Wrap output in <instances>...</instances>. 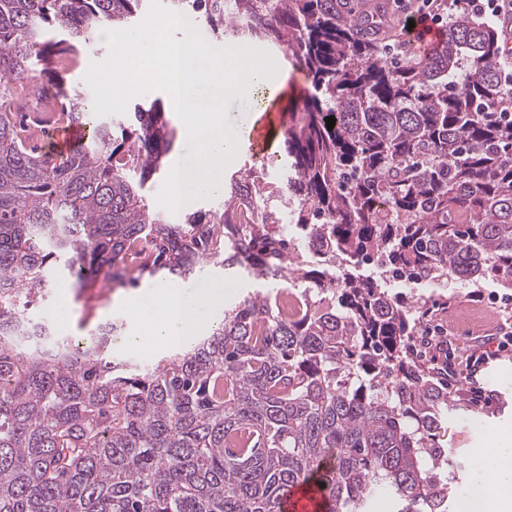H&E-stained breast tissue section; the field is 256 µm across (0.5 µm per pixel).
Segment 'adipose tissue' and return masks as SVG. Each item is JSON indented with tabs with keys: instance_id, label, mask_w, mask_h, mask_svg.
I'll use <instances>...</instances> for the list:
<instances>
[{
	"instance_id": "obj_1",
	"label": "adipose tissue",
	"mask_w": 512,
	"mask_h": 512,
	"mask_svg": "<svg viewBox=\"0 0 512 512\" xmlns=\"http://www.w3.org/2000/svg\"><path fill=\"white\" fill-rule=\"evenodd\" d=\"M173 26L182 30L179 41L166 37L169 27H146L136 49L140 54H161L168 66L161 73L137 74L135 79H116L113 91L124 96L144 84H160L167 91L172 106L181 112V130L184 138L197 143L195 163L189 167L173 166L169 179L177 204H184L189 193L217 194L224 190V169L232 163L246 139L249 128L234 125L224 119V96L239 93L255 94L266 89L264 106L282 94L284 82L270 67L261 62H247L237 66L210 54L193 42L187 21L175 20ZM219 89L204 109L190 106L185 95L193 86ZM133 328L124 336V343L138 347L142 337L151 336L160 343L184 345L201 329V307H221L224 303V285L204 283L192 296L176 286L157 282L138 292L122 297ZM502 436L471 451L469 481L470 494L462 500L459 512H512V420L500 423Z\"/></svg>"
}]
</instances>
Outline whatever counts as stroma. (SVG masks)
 I'll list each match as a JSON object with an SVG mask.
<instances>
[{"label": "stroma", "mask_w": 512, "mask_h": 512, "mask_svg": "<svg viewBox=\"0 0 512 512\" xmlns=\"http://www.w3.org/2000/svg\"><path fill=\"white\" fill-rule=\"evenodd\" d=\"M170 0H145L140 18L130 26L115 31L113 39L97 35L91 38L76 67L67 75L71 90L80 93L89 111L115 121H124L134 103L166 101L162 86L148 85L135 94L113 102L112 89L105 77L122 53L136 39L148 21L158 15H170ZM169 186L167 174H160L151 185L149 201L158 214L170 224L181 223L185 216L197 211H219L224 203L220 196H191L186 207L170 208L163 196ZM205 279L225 282V304H234L254 291L272 292V285L246 281L224 272L222 268L202 266L185 280L187 289H195ZM56 285L28 308V315L36 321L58 324L63 335L79 340L91 336L103 323L124 318L119 303L125 291L111 288L103 280L76 282L68 273L55 277ZM390 292L409 305L428 308L425 328H443L442 344L428 349L422 361L426 366H445L452 372L448 382L450 396L448 414L439 431V442L448 451V463L443 468L451 477L456 497H464L470 490L468 479L470 458L468 448L483 444L498 431L503 418H512V392L492 380H481L472 386L462 378L465 357L472 352L495 350L494 338L502 319L512 317V304L503 305L499 298L506 290L494 278L463 285L449 281L447 286L428 283H409L393 280Z\"/></svg>", "instance_id": "obj_1"}]
</instances>
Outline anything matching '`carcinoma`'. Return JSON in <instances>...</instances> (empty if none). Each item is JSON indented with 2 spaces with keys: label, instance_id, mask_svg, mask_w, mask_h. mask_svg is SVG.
<instances>
[{
  "label": "carcinoma",
  "instance_id": "1",
  "mask_svg": "<svg viewBox=\"0 0 512 512\" xmlns=\"http://www.w3.org/2000/svg\"><path fill=\"white\" fill-rule=\"evenodd\" d=\"M142 0H0V512H281L315 481L326 512H367L387 489L396 512H448L435 433L448 389L410 348L412 308L377 263L409 282L512 288V91L494 30L456 7L440 43L415 55L361 32L354 0H171L214 32L283 52L309 87L290 110L282 185L244 172L224 211L168 224L148 183L176 128L137 103L113 134L65 75L90 37L139 15ZM89 139L54 157L29 102ZM335 117L333 130L325 118ZM324 249L293 258L250 202L289 198ZM63 263L83 280L171 281L204 264L267 282L300 281L301 306L255 293L194 346L138 369L112 354L117 321L74 346L20 302Z\"/></svg>",
  "mask_w": 512,
  "mask_h": 512
}]
</instances>
